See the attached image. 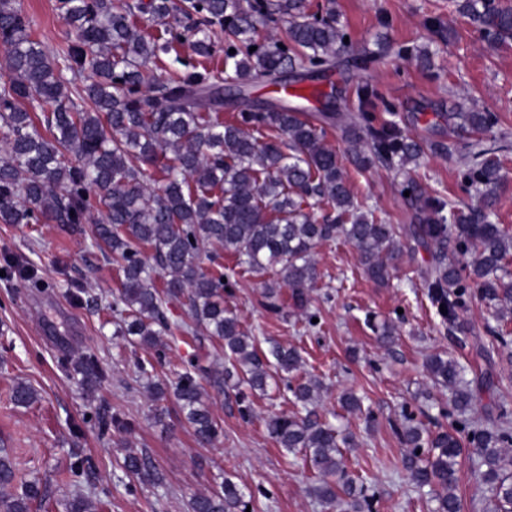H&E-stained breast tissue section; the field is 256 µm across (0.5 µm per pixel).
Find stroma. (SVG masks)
I'll use <instances>...</instances> for the list:
<instances>
[{"label": "stroma", "instance_id": "obj_1", "mask_svg": "<svg viewBox=\"0 0 512 512\" xmlns=\"http://www.w3.org/2000/svg\"><path fill=\"white\" fill-rule=\"evenodd\" d=\"M457 2L336 0V15L352 47L319 87L325 93L342 91V104L350 109L356 85L374 83L394 106L390 113L377 110V123L396 121L422 140L425 157L416 170L421 183L463 209L474 201L459 189L457 157L445 151L476 135L454 132L448 115L498 113L493 133L507 149L499 154L503 180L496 190V221L512 230V42L489 45L458 13ZM21 4L47 48L74 38L56 0ZM382 39L428 47L432 67L388 56L361 68L359 53L376 51ZM345 170L358 199L400 232L402 251L389 286L369 281L355 250L339 241L316 250L319 279L311 305L319 315L316 326L300 314L282 318L268 312L261 279L250 274L237 275L224 301L261 349L275 343L296 348L302 358L299 377L323 381L318 412L352 433L345 463L375 491L374 512H433V492L411 480L400 441L408 414L434 433L451 425L442 414L450 395L433 385L426 358L445 352L464 366L468 380L493 377L497 388L480 391L472 409L475 416L491 417L497 400L512 404V364L485 357L476 339L500 334L512 341V315L498 318L477 298L461 315V328L444 324L423 286L430 255L410 234L415 210L399 194V176L380 166L361 172L349 163ZM119 282L116 266L90 238L66 225L0 223V449L7 451L18 480L40 481L48 512H66L73 488L59 470L77 454L89 461L80 479L84 494L93 497L108 488L110 512H190L192 497L222 476L250 496L253 512H326L310 494L315 471L302 454L280 448L266 430L270 416L292 411L289 392L254 393L253 416L246 421L232 384L220 393L209 391L224 434L200 445L174 396L158 399L146 390L136 361L150 358L151 350L133 348L114 333L107 305ZM369 316L378 323L398 321L391 346L377 341L365 323ZM83 356L94 358L105 372L91 388L73 370L75 359ZM20 382L37 393L31 405L12 398ZM347 390L363 396L364 412L341 409L338 398ZM115 413L130 419L132 428L101 432V419ZM131 448L146 456L159 482L125 474L123 458Z\"/></svg>", "mask_w": 512, "mask_h": 512}]
</instances>
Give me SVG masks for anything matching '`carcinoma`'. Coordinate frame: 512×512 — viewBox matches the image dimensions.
<instances>
[{"label": "carcinoma", "instance_id": "obj_1", "mask_svg": "<svg viewBox=\"0 0 512 512\" xmlns=\"http://www.w3.org/2000/svg\"><path fill=\"white\" fill-rule=\"evenodd\" d=\"M59 11L76 38L52 51L33 36L32 20L20 0H0V222L66 224L86 234L121 274L118 294L109 305L116 334L130 344L155 349L162 358L168 345L187 336L218 341L216 368L206 372L195 356L182 359L183 370L172 388L198 441L215 442L223 427L206 400L196 375L224 390L235 379L240 412L251 415L249 394L270 386L291 393L298 413L270 417V437L291 453L302 451L319 481L310 489L321 504L343 512H372L375 496L353 487L340 445L352 437L317 415L316 378L292 383L301 357L293 348L271 346L259 352L255 338L224 304L236 285L234 274L204 265L224 253L243 272L264 277L263 306L276 315L291 307L312 321L310 292L318 271L316 249L341 240L357 253L364 274L386 283L400 250L397 229L385 224L350 191L343 163L327 142V128L345 134L347 155L360 170L382 162L403 175L399 192L415 208L413 235L433 248L425 277L443 321L456 325L476 295L502 317L512 313V284L506 268L512 257V233L492 222L496 187L502 179L496 140L467 146L460 157V190L480 200L466 211L431 194L412 176L423 144L395 122L375 126L379 95L357 88L356 112L318 111L315 118L280 104L262 112H242L233 121L220 116L210 90L226 75L240 88L285 71L312 78L335 68L346 49L347 33L336 9L307 12L306 0H58ZM458 11L492 45L512 41V6L500 0H463ZM191 21L180 26V19ZM276 19L285 37L258 35V24ZM188 44L193 56H180ZM255 51H250L251 47ZM236 53H230V50ZM384 53L429 63L428 51L409 44L385 45ZM174 55L176 67L162 81L152 67ZM223 55L224 72L209 68ZM473 131L490 132L494 112H457ZM322 211V218L315 212ZM152 250L146 258L141 248ZM161 284H156V280ZM292 305L281 300V285ZM186 300L190 321H170L169 306ZM230 368H224V361ZM151 391L155 367L138 362ZM77 369L91 387L103 378L96 360L82 358ZM426 369L434 385L451 394L452 429L424 436L421 424L406 417L401 437L409 448L404 463L418 486L431 487L434 512H460L455 494L463 448L468 438L478 459L486 512H512V409L504 401L487 423L467 415L477 391L464 368L440 354ZM131 478L154 480L147 459L134 451L123 459ZM16 478L0 454V509L31 512L42 504L39 483L23 484L21 493L5 494ZM109 492L91 499L79 492L68 512H105ZM245 492L226 478L190 502L191 512H246Z\"/></svg>", "mask_w": 512, "mask_h": 512}]
</instances>
